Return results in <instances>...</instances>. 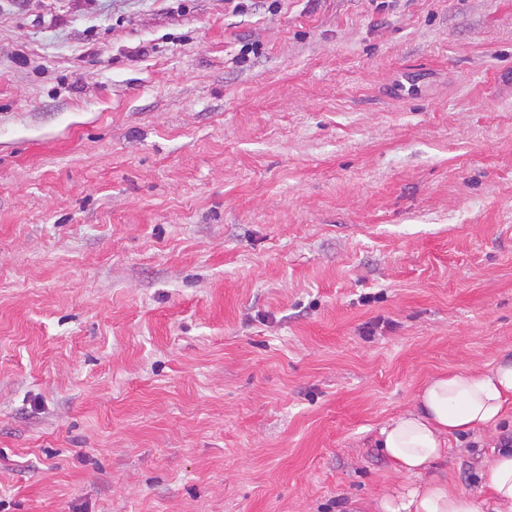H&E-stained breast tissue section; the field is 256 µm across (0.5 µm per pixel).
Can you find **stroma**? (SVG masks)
<instances>
[{
    "mask_svg": "<svg viewBox=\"0 0 512 512\" xmlns=\"http://www.w3.org/2000/svg\"><path fill=\"white\" fill-rule=\"evenodd\" d=\"M505 358L512 0H0V512H352Z\"/></svg>",
    "mask_w": 512,
    "mask_h": 512,
    "instance_id": "35a3bbf8",
    "label": "stroma"
}]
</instances>
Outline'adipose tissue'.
Returning a JSON list of instances; mask_svg holds the SVG:
<instances>
[{
  "instance_id": "1",
  "label": "adipose tissue",
  "mask_w": 512,
  "mask_h": 512,
  "mask_svg": "<svg viewBox=\"0 0 512 512\" xmlns=\"http://www.w3.org/2000/svg\"><path fill=\"white\" fill-rule=\"evenodd\" d=\"M512 411V359L478 373L468 369L428 379L411 408L379 431V446L412 485L363 502L364 512H482L472 496L437 475L448 459V438L490 430ZM492 512H512V448L496 452L480 474Z\"/></svg>"
}]
</instances>
